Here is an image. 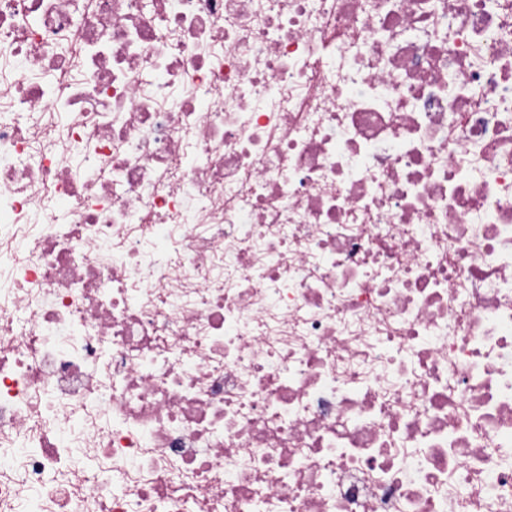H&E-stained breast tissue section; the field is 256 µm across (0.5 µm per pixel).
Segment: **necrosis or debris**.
I'll list each match as a JSON object with an SVG mask.
<instances>
[{
	"mask_svg": "<svg viewBox=\"0 0 512 512\" xmlns=\"http://www.w3.org/2000/svg\"><path fill=\"white\" fill-rule=\"evenodd\" d=\"M1 459L0 512H512V0H0Z\"/></svg>",
	"mask_w": 512,
	"mask_h": 512,
	"instance_id": "1",
	"label": "necrosis or debris"
}]
</instances>
